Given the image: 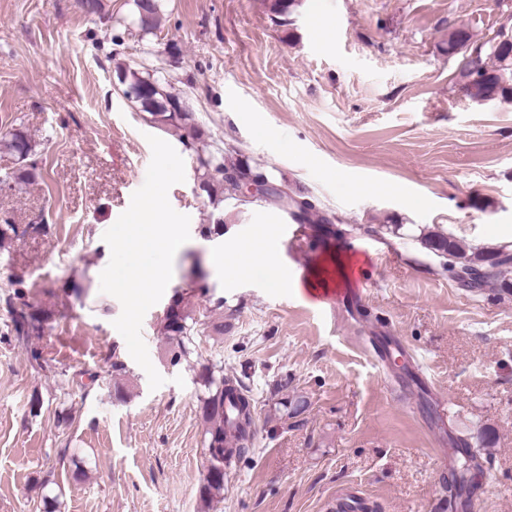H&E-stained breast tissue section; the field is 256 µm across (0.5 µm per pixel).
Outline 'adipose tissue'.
I'll return each instance as SVG.
<instances>
[{
    "label": "adipose tissue",
    "instance_id": "ef3b65f1",
    "mask_svg": "<svg viewBox=\"0 0 512 512\" xmlns=\"http://www.w3.org/2000/svg\"><path fill=\"white\" fill-rule=\"evenodd\" d=\"M277 244L267 234L245 241H232L220 255L213 257L215 270L230 279L260 276L271 288H291L295 281L285 264L277 258Z\"/></svg>",
    "mask_w": 512,
    "mask_h": 512
}]
</instances>
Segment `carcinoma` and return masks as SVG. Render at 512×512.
I'll use <instances>...</instances> for the list:
<instances>
[{
  "mask_svg": "<svg viewBox=\"0 0 512 512\" xmlns=\"http://www.w3.org/2000/svg\"><path fill=\"white\" fill-rule=\"evenodd\" d=\"M138 26L145 32L158 28L159 0L146 17H141L140 0H133ZM497 44L472 45L469 52H456V49L471 40L468 32L454 30L448 34V53H457L461 75L468 80V97L472 99L494 100L507 94L512 95V35L499 33ZM120 85L126 89L135 87L141 96L132 100L145 118L156 127L165 131H174L184 147L193 152L200 187L217 211L213 222L202 227L206 235H224V202L236 199L238 184L224 180V173L233 172L241 179L271 181L268 171L258 165H252L239 157L234 148H201L205 140V131L195 122L186 102L180 96L169 91L165 83L149 71L131 68L121 69ZM0 150L15 156L24 162L34 155V146L23 132L17 129L0 130ZM36 164L31 163L18 174L4 173L0 177V189L11 187L14 180L30 181L35 179ZM291 200L292 215L302 223H324L327 218L316 214L315 206L302 196L286 194ZM422 243L430 251L448 255V272L459 286L468 290L483 291L500 286L509 287L506 274L512 270V249L503 246L486 253H467L466 248L451 236L428 234L422 237ZM13 330L20 339L39 335L44 330L45 318L36 310H16L10 308ZM160 335L174 344L170 362L173 365L190 357L195 347L196 336L201 333L195 318L193 296L176 292L173 294L164 312L159 327ZM199 377L206 388V394L200 398L199 415L206 426L205 445L207 454L206 474L200 486V498L205 502L220 501L224 495V476L247 451L253 437L250 427L253 424L250 399L242 395L235 400L237 423L235 431L240 445L227 449L224 441L227 436L229 420L224 413V400L233 393L228 384L239 381L224 377V368L213 364L201 365ZM460 458L454 468L455 482L463 486L467 474L475 465L477 451L463 443L459 450Z\"/></svg>",
  "mask_w": 512,
  "mask_h": 512,
  "instance_id": "obj_1",
  "label": "carcinoma"
}]
</instances>
